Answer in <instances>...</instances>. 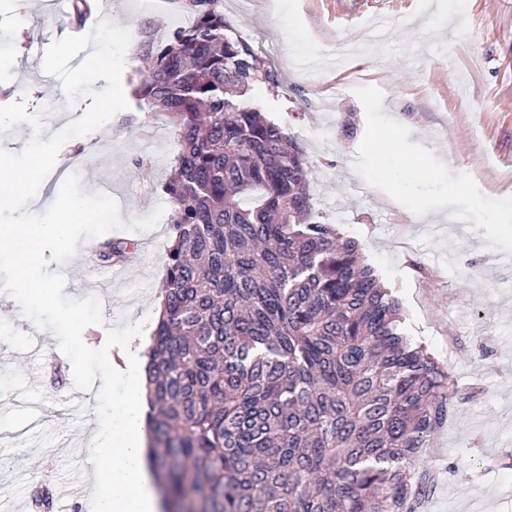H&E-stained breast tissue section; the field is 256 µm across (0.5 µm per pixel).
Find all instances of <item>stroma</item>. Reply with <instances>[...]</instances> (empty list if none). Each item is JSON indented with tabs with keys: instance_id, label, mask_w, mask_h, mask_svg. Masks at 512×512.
Segmentation results:
<instances>
[{
	"instance_id": "stroma-1",
	"label": "stroma",
	"mask_w": 512,
	"mask_h": 512,
	"mask_svg": "<svg viewBox=\"0 0 512 512\" xmlns=\"http://www.w3.org/2000/svg\"><path fill=\"white\" fill-rule=\"evenodd\" d=\"M0 0V106L44 112V137L80 118L60 80L44 73L53 17L33 22ZM114 23L141 31L180 25L172 0H110ZM224 17L273 70L247 102L280 121L311 163L316 216L363 246L394 289L413 336L454 371L467 397L434 438L437 486L424 512H512V0H224ZM345 58L340 72L327 58ZM180 149L176 128L137 105L99 131L67 141L82 189L112 175L124 222L168 200ZM145 159L136 169L135 159ZM131 242L127 280L100 291L104 324L86 335L109 354L128 336L150 335L165 275L167 222L109 231ZM48 329L0 318V500L30 505L34 478L81 485L60 512L91 505L84 420L50 365Z\"/></svg>"
}]
</instances>
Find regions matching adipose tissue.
<instances>
[{"instance_id":"1","label":"adipose tissue","mask_w":512,"mask_h":512,"mask_svg":"<svg viewBox=\"0 0 512 512\" xmlns=\"http://www.w3.org/2000/svg\"><path fill=\"white\" fill-rule=\"evenodd\" d=\"M146 342L130 345L120 376L126 383L122 404L101 397L97 412L107 428L90 431L84 446L93 472L95 512H160L155 477L147 463L148 436L141 377Z\"/></svg>"}]
</instances>
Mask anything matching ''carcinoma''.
<instances>
[{
  "mask_svg": "<svg viewBox=\"0 0 512 512\" xmlns=\"http://www.w3.org/2000/svg\"><path fill=\"white\" fill-rule=\"evenodd\" d=\"M174 2L190 23L142 29L134 89L180 138L146 381L162 494L175 512L188 487L203 512H422L457 379L361 244L316 220L301 146L243 99L274 74L223 0ZM32 506H52L39 480Z\"/></svg>",
  "mask_w": 512,
  "mask_h": 512,
  "instance_id": "carcinoma-1",
  "label": "carcinoma"
}]
</instances>
